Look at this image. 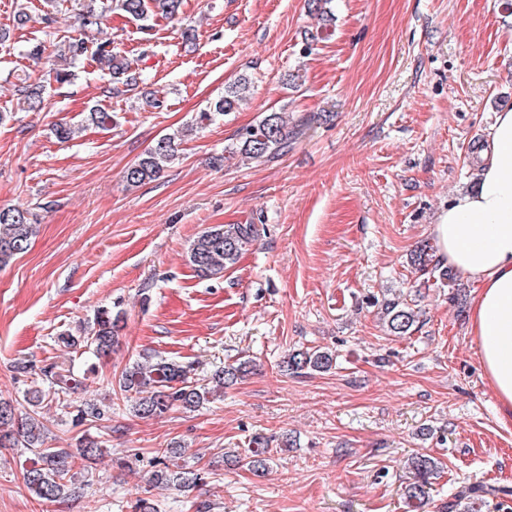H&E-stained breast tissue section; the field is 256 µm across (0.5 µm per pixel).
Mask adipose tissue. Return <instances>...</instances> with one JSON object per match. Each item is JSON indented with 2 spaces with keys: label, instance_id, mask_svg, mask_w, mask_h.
<instances>
[{
  "label": "adipose tissue",
  "instance_id": "adipose-tissue-1",
  "mask_svg": "<svg viewBox=\"0 0 512 512\" xmlns=\"http://www.w3.org/2000/svg\"><path fill=\"white\" fill-rule=\"evenodd\" d=\"M480 168L476 188L451 200L432 231L440 257L476 284L473 342L512 416V110L497 115Z\"/></svg>",
  "mask_w": 512,
  "mask_h": 512
}]
</instances>
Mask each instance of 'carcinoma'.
Listing matches in <instances>:
<instances>
[{
  "label": "carcinoma",
  "mask_w": 512,
  "mask_h": 512,
  "mask_svg": "<svg viewBox=\"0 0 512 512\" xmlns=\"http://www.w3.org/2000/svg\"><path fill=\"white\" fill-rule=\"evenodd\" d=\"M90 0L79 14V29L76 35H56L45 44L39 42L29 49V55L37 60H45L47 67L42 70L39 82L30 84L28 78L21 79L18 85V104L36 111L44 107V85L55 82L65 84L72 76L70 65L91 53L99 65V70L107 77L105 93L119 97L136 90L140 73L135 62L116 52L112 41L99 38L103 11L92 6ZM182 0H110L108 9L120 10L132 19L148 22L161 15L172 18L179 13ZM250 89L249 80L241 78L224 90V96L217 100L212 109L199 114L198 124L203 125L233 111ZM288 123L280 112L268 113L258 124L247 127L240 133L239 145L229 149L243 161L274 159L288 148ZM176 137L166 135L147 150L125 172L130 186H139L162 176L167 164L177 159ZM34 232L29 212L19 208H0V265L9 262L15 255L24 252ZM257 238L253 224H225L209 227L192 242L189 250V263L197 274L204 278L221 275L235 263L243 248ZM410 263L420 276L435 280L440 284L452 283L457 273L443 266L435 259L433 248L428 245L418 247L410 254ZM387 328L395 335L406 334L417 322V312L399 300H387L383 304ZM124 318L120 314L103 309L97 317V328L93 335L79 340L69 334L61 338V343L72 348L84 345L99 357H106L112 351ZM288 370L301 374L305 371H327L333 365V355L327 351L305 350L288 355ZM249 364L240 362L224 368L215 374L213 382L224 389L233 385L247 374ZM119 390L127 398L134 399L133 411L142 419L160 418L173 408L194 410L208 400L209 392L189 381L185 367L165 360L155 363L135 362L125 368L118 379ZM257 448L248 455L236 454L230 464L238 469L258 472L267 466V448L261 440H254ZM0 448H35L36 460L22 472L26 488L41 500L55 501L67 496L71 491L77 472L76 460L93 461L108 452L103 442L83 438L79 448L70 451L65 448L44 447L43 431L32 416L22 420L15 417V406L10 401L0 400ZM155 463L160 468L154 470L149 482L156 486L165 484L178 490L194 488L198 473L183 467L170 468L171 459L180 454L177 447L160 448ZM412 480L404 489L405 503L412 508H421L429 501L432 480L440 473L439 463L434 458L417 454L409 462ZM489 492L482 484H474L458 492L457 498L469 499L468 508L478 512L480 501Z\"/></svg>",
  "instance_id": "cac0c4a2"
}]
</instances>
